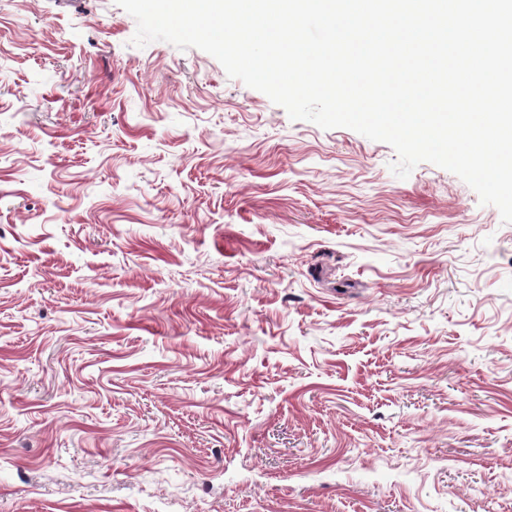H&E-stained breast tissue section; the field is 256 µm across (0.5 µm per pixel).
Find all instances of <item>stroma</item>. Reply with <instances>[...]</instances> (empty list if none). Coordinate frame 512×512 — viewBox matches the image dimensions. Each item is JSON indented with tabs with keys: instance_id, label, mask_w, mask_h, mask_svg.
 I'll list each match as a JSON object with an SVG mask.
<instances>
[{
	"instance_id": "35a3bbf8",
	"label": "stroma",
	"mask_w": 512,
	"mask_h": 512,
	"mask_svg": "<svg viewBox=\"0 0 512 512\" xmlns=\"http://www.w3.org/2000/svg\"><path fill=\"white\" fill-rule=\"evenodd\" d=\"M115 0H0V512H512V223Z\"/></svg>"
}]
</instances>
